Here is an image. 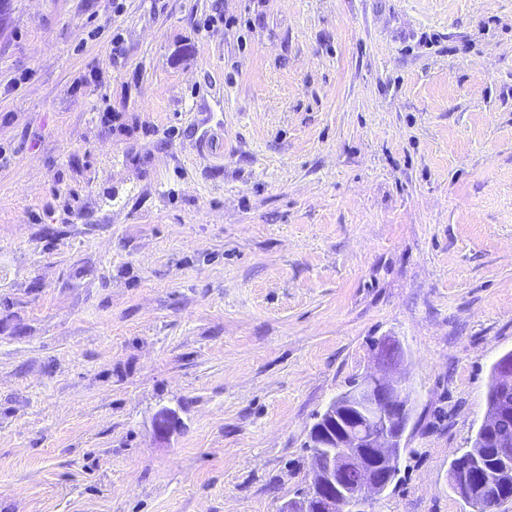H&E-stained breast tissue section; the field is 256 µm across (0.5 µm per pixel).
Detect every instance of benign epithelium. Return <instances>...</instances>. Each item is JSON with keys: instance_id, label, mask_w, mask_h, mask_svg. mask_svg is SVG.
<instances>
[{"instance_id": "obj_1", "label": "benign epithelium", "mask_w": 512, "mask_h": 512, "mask_svg": "<svg viewBox=\"0 0 512 512\" xmlns=\"http://www.w3.org/2000/svg\"><path fill=\"white\" fill-rule=\"evenodd\" d=\"M403 354L383 340L375 352L377 371L358 379L352 389L333 398L308 430L311 479L280 512H368L399 472L402 441L412 419L413 391L390 377ZM499 391H512V356L494 364ZM471 467L458 464L450 482L467 488Z\"/></svg>"}]
</instances>
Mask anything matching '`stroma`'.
Wrapping results in <instances>:
<instances>
[{
	"instance_id": "stroma-1",
	"label": "stroma",
	"mask_w": 512,
	"mask_h": 512,
	"mask_svg": "<svg viewBox=\"0 0 512 512\" xmlns=\"http://www.w3.org/2000/svg\"><path fill=\"white\" fill-rule=\"evenodd\" d=\"M384 338L414 416L369 510L471 512L450 466L512 352V0H9L0 512H279Z\"/></svg>"
}]
</instances>
